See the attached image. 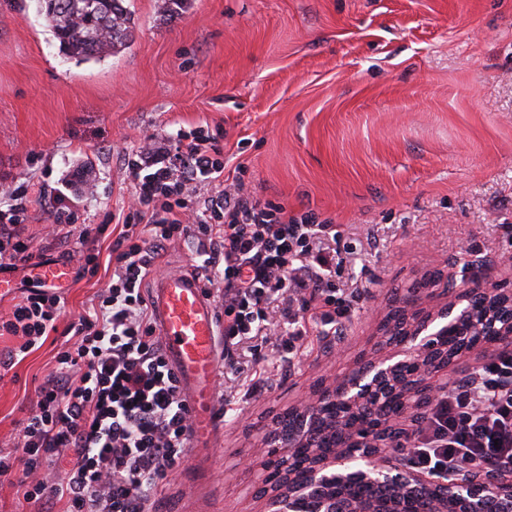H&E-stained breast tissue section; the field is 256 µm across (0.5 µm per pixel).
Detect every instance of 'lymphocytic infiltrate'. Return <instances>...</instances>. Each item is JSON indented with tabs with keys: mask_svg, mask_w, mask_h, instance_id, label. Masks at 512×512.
I'll use <instances>...</instances> for the list:
<instances>
[{
	"mask_svg": "<svg viewBox=\"0 0 512 512\" xmlns=\"http://www.w3.org/2000/svg\"><path fill=\"white\" fill-rule=\"evenodd\" d=\"M221 129L201 123L172 138H148L123 156L134 191L112 242L115 270L91 310L68 326L74 342L36 388L15 452H0V482L16 481L28 504L63 512H147L160 481L178 464L194 417L181 381L155 334L143 286L169 245L194 238L195 269L219 277L224 352L256 334L296 352L303 338L336 333L350 308L336 293L345 259L341 232L314 212L289 213L261 200L242 178L224 177ZM0 210V273L33 266L24 234L27 190ZM25 296L0 335L9 370L39 349L65 310L61 292L24 280ZM298 301L286 323L267 305ZM410 469L448 473L495 458L512 464V348L442 388L406 444Z\"/></svg>",
	"mask_w": 512,
	"mask_h": 512,
	"instance_id": "1",
	"label": "lymphocytic infiltrate"
}]
</instances>
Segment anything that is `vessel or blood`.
I'll use <instances>...</instances> for the list:
<instances>
[{
	"label": "vessel or blood",
	"instance_id": "obj_1",
	"mask_svg": "<svg viewBox=\"0 0 512 512\" xmlns=\"http://www.w3.org/2000/svg\"><path fill=\"white\" fill-rule=\"evenodd\" d=\"M150 300L155 333L194 414L193 437H207L215 427L214 388L222 358L217 306L200 276L185 271L159 278Z\"/></svg>",
	"mask_w": 512,
	"mask_h": 512
}]
</instances>
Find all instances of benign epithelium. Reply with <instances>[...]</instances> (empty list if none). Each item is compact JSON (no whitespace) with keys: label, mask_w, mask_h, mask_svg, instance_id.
<instances>
[{"label":"benign epithelium","mask_w":512,"mask_h":512,"mask_svg":"<svg viewBox=\"0 0 512 512\" xmlns=\"http://www.w3.org/2000/svg\"><path fill=\"white\" fill-rule=\"evenodd\" d=\"M472 290L468 282L453 283V292L445 304L429 310L406 309L410 325L402 342L388 343L384 330H379L375 342L377 354L356 361L358 368L336 375L333 385L315 394V398L297 407L300 418L310 427L318 426L320 406L328 399L353 409L366 395L381 387L385 381L407 362L410 356H420V369L413 386L427 390L448 379L452 363L442 361L436 353L440 341L448 335L454 323L456 308L466 301ZM490 341L473 349L482 357L491 350L512 346V324L493 328ZM368 445L376 448L363 451ZM310 449L304 463L306 476L302 483L292 480L290 466L298 449ZM281 460L276 492L268 496V512H334L330 492L338 482L359 478L369 483H394L403 495L421 489L448 487L462 504V512H489L491 503L505 505L504 512H512V473L494 478H474L466 466L448 480L437 479L422 471H402L396 462L394 443L360 432L353 423L351 435L342 447L323 456L310 448L309 434L300 431L272 446L269 458Z\"/></svg>","instance_id":"benign-epithelium-1"}]
</instances>
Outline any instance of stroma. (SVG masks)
I'll return each mask as SVG.
<instances>
[{"instance_id":"stroma-1","label":"stroma","mask_w":512,"mask_h":512,"mask_svg":"<svg viewBox=\"0 0 512 512\" xmlns=\"http://www.w3.org/2000/svg\"><path fill=\"white\" fill-rule=\"evenodd\" d=\"M132 40L96 60L65 55L36 0H0V207L25 185V234L65 276L56 332L0 378V449L13 450L70 322L112 277V233L83 262L81 226L47 236L49 202L96 225L128 205L123 152L208 122L224 172L263 200L340 224L337 287L359 291L336 335L281 361L262 337L223 368L216 430L152 497L150 512H262L266 436L352 362L411 285L430 278L512 289V0H128ZM263 380L251 385L253 355Z\"/></svg>"}]
</instances>
